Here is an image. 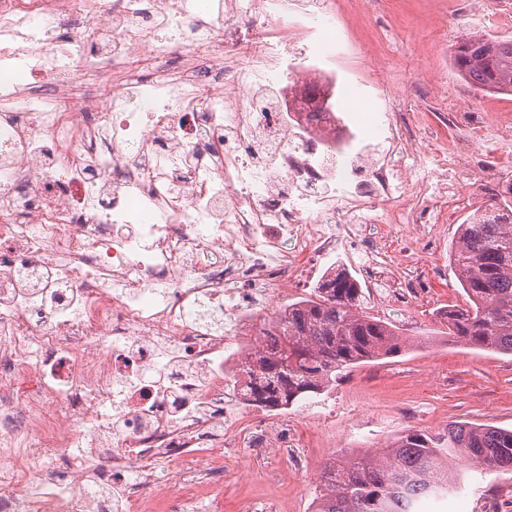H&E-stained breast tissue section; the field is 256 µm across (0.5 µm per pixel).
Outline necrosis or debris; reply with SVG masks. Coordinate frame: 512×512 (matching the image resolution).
Listing matches in <instances>:
<instances>
[{"label":"necrosis or debris","mask_w":512,"mask_h":512,"mask_svg":"<svg viewBox=\"0 0 512 512\" xmlns=\"http://www.w3.org/2000/svg\"><path fill=\"white\" fill-rule=\"evenodd\" d=\"M350 54L329 0H0V512H179L148 463L288 465L238 385L274 302L341 249L382 281L369 226L437 223L478 145L337 116Z\"/></svg>","instance_id":"obj_1"}]
</instances>
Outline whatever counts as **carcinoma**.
Wrapping results in <instances>:
<instances>
[{"mask_svg": "<svg viewBox=\"0 0 512 512\" xmlns=\"http://www.w3.org/2000/svg\"><path fill=\"white\" fill-rule=\"evenodd\" d=\"M453 64L468 84L512 94V39L465 35ZM450 261L467 305L448 309V335L512 355V205L474 212L460 225ZM360 288L338 272L315 299L288 306L267 337L244 390L264 407L291 406L318 394L342 371L394 355L404 340L386 322L358 312ZM460 455L482 473L512 469V429L454 422L448 431H410L376 455H346L325 467L315 512H417L429 497L459 491L464 477L448 471Z\"/></svg>", "mask_w": 512, "mask_h": 512, "instance_id": "1", "label": "carcinoma"}]
</instances>
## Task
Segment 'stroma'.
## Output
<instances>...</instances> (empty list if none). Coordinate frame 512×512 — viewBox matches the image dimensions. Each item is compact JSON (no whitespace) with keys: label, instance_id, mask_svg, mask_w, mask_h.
Returning <instances> with one entry per match:
<instances>
[{"label":"stroma","instance_id":"1","mask_svg":"<svg viewBox=\"0 0 512 512\" xmlns=\"http://www.w3.org/2000/svg\"><path fill=\"white\" fill-rule=\"evenodd\" d=\"M448 0H336L340 13L357 16L352 42L377 57L379 93L400 94L402 111L422 132L451 141L461 131L441 125L438 107L425 77L436 73L472 112L512 113V95L478 91L463 81L452 63L461 31L512 38V8L497 21L483 17L477 0H457L450 28H443ZM465 185L476 184L475 201L461 202L444 216L438 242L429 234L393 230L385 242L390 273L383 298L363 292L361 312L394 327L407 342L398 356L364 363L320 393L293 405L295 435L308 465L303 469H271L265 458L240 450L227 460L199 464L186 458L171 472L204 467L208 498L192 499L189 512H313L320 475L326 465L355 452H382L412 430L445 432L449 424L469 422L512 429V355L472 348L449 336L445 314L464 304V292L449 255L458 241L457 228L478 209L505 201L512 184V143L499 142L486 131L477 146ZM427 273L428 286L413 305L395 298V287L410 268ZM339 404L337 415L327 407ZM454 468L466 474L462 491L442 501H428L424 512H512V470L483 476L470 461L457 459Z\"/></svg>","mask_w":512,"mask_h":512}]
</instances>
